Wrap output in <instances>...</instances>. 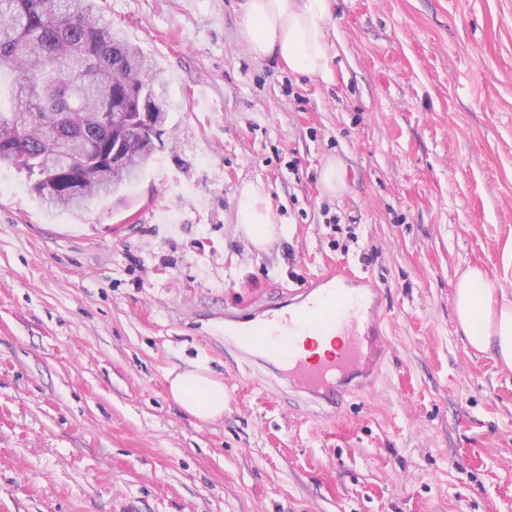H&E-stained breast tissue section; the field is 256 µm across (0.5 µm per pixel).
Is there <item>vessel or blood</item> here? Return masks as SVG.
<instances>
[{"label": "vessel or blood", "mask_w": 512, "mask_h": 512, "mask_svg": "<svg viewBox=\"0 0 512 512\" xmlns=\"http://www.w3.org/2000/svg\"><path fill=\"white\" fill-rule=\"evenodd\" d=\"M379 305L378 290L366 287L364 278L331 269L279 304L255 307L251 325L238 331L237 340L278 358L292 384L332 413L343 400L338 381L362 374L385 346ZM313 328L341 336L336 354L316 362L303 357L296 338Z\"/></svg>", "instance_id": "vessel-or-blood-1"}]
</instances>
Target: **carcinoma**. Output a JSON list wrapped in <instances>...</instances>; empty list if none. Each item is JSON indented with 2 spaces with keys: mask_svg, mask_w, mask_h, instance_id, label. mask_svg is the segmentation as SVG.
Listing matches in <instances>:
<instances>
[{
  "mask_svg": "<svg viewBox=\"0 0 512 512\" xmlns=\"http://www.w3.org/2000/svg\"><path fill=\"white\" fill-rule=\"evenodd\" d=\"M12 77L11 107L0 110V168L32 182L48 209L77 213L118 190L112 125L101 114L131 113L163 86L138 47L105 19L98 0H0V74ZM56 118L54 164L40 119Z\"/></svg>",
  "mask_w": 512,
  "mask_h": 512,
  "instance_id": "carcinoma-1",
  "label": "carcinoma"
}]
</instances>
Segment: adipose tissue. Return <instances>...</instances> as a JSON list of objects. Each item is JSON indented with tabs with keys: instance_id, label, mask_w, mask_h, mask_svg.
Wrapping results in <instances>:
<instances>
[{
	"instance_id": "obj_1",
	"label": "adipose tissue",
	"mask_w": 512,
	"mask_h": 512,
	"mask_svg": "<svg viewBox=\"0 0 512 512\" xmlns=\"http://www.w3.org/2000/svg\"><path fill=\"white\" fill-rule=\"evenodd\" d=\"M240 10L239 35L254 58L272 57L314 81L332 82L326 25L331 0H242ZM236 222L259 248L288 233L263 186L251 182L237 196ZM454 307L469 344L512 368V297L485 271L471 267L456 284ZM166 379L172 399L187 414L202 422L223 417L224 382L212 373L206 358L169 370Z\"/></svg>"
}]
</instances>
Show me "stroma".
<instances>
[{
  "label": "stroma",
  "mask_w": 512,
  "mask_h": 512,
  "mask_svg": "<svg viewBox=\"0 0 512 512\" xmlns=\"http://www.w3.org/2000/svg\"><path fill=\"white\" fill-rule=\"evenodd\" d=\"M239 2L102 0L167 82L138 181L74 216L0 169V512H512V369L453 310L471 266L512 295V0H332L329 84L253 58ZM249 182L290 237L238 230ZM332 266L390 319L329 418L224 330ZM200 356L208 423L166 381ZM172 399L189 415L202 422L224 416V381L216 377L208 359L199 358L186 367H175L166 375Z\"/></svg>",
  "instance_id": "stroma-1"
}]
</instances>
